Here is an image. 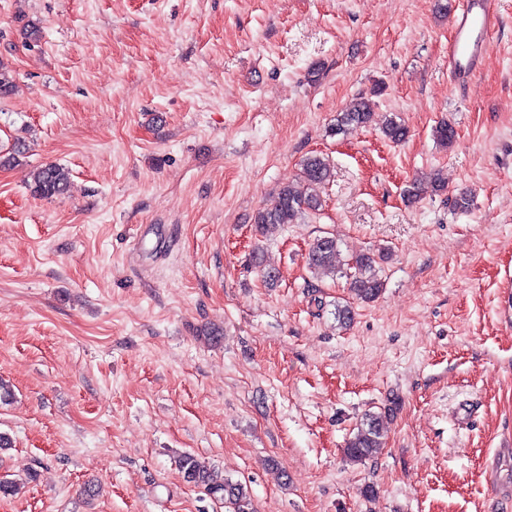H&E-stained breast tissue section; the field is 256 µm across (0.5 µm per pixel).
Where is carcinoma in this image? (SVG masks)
Returning <instances> with one entry per match:
<instances>
[{
	"mask_svg": "<svg viewBox=\"0 0 512 512\" xmlns=\"http://www.w3.org/2000/svg\"><path fill=\"white\" fill-rule=\"evenodd\" d=\"M16 88L13 70L0 61V95L9 96ZM375 101L367 96L356 98L349 107L336 118L331 128L334 135H345L353 130L371 125L374 117ZM383 137L391 143H399L407 136V127L391 117L381 128ZM454 127L443 122L435 127L434 138L444 147H450L455 141ZM333 169L323 157L312 155L301 163L299 180L303 188L293 184L281 186L273 198L259 209L253 218L256 230L263 236L279 232L285 225L294 224L310 211L321 206L319 190L330 183ZM67 171L58 165L47 164L36 168L32 173L30 190L42 199H53L63 195L68 188ZM338 245L335 238L321 236L310 244L307 266L313 276H336L344 274L350 291L355 298L373 302L382 293L384 282L378 275V265L384 254H361L347 263L348 272L338 264ZM393 408L381 412H368L362 416L357 431L349 438L344 448L345 458L352 463H363L375 456L383 446L382 425L391 415ZM179 469L183 480L188 484L202 486L213 495L224 500L228 512H255L248 490L238 481L222 478L208 468L196 456L186 454L181 457Z\"/></svg>",
	"mask_w": 512,
	"mask_h": 512,
	"instance_id": "carcinoma-1",
	"label": "carcinoma"
}]
</instances>
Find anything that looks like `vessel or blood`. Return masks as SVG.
Instances as JSON below:
<instances>
[{"label": "vessel or blood", "instance_id": "1", "mask_svg": "<svg viewBox=\"0 0 512 512\" xmlns=\"http://www.w3.org/2000/svg\"><path fill=\"white\" fill-rule=\"evenodd\" d=\"M500 22L498 0H463L451 18L448 40V74L453 85L462 88L476 78Z\"/></svg>", "mask_w": 512, "mask_h": 512}]
</instances>
